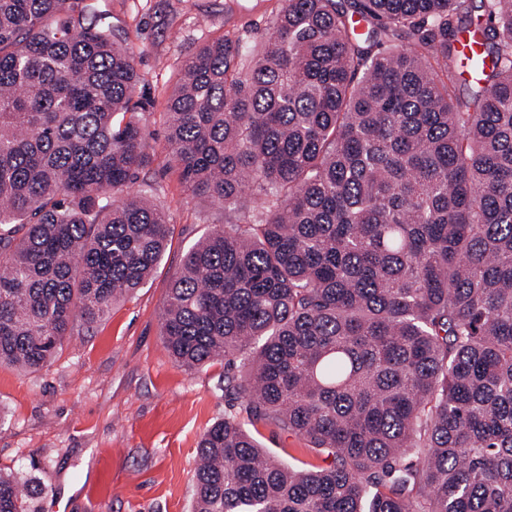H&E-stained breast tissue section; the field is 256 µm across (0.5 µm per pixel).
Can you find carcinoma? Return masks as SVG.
<instances>
[{
    "label": "carcinoma",
    "instance_id": "1",
    "mask_svg": "<svg viewBox=\"0 0 512 512\" xmlns=\"http://www.w3.org/2000/svg\"><path fill=\"white\" fill-rule=\"evenodd\" d=\"M478 9L283 0L177 70L166 142L226 223L171 280L164 346L333 456L282 463L230 411L194 512H512V0ZM137 83L107 0H0V367L43 368L163 260ZM25 499L0 472V512Z\"/></svg>",
    "mask_w": 512,
    "mask_h": 512
}]
</instances>
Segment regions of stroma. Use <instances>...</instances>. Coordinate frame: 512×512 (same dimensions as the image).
<instances>
[{
    "instance_id": "obj_1",
    "label": "stroma",
    "mask_w": 512,
    "mask_h": 512,
    "mask_svg": "<svg viewBox=\"0 0 512 512\" xmlns=\"http://www.w3.org/2000/svg\"><path fill=\"white\" fill-rule=\"evenodd\" d=\"M283 0H112V22L139 74L140 119L151 134L152 183L169 216L164 259L144 288L43 369L0 367V470L28 484L27 512H191L195 448L230 406L223 364L178 367L161 314L173 275L207 225L225 220L181 180L165 140L166 107L181 62L213 38L249 44ZM263 450L324 466L306 441L275 423L251 425Z\"/></svg>"
}]
</instances>
